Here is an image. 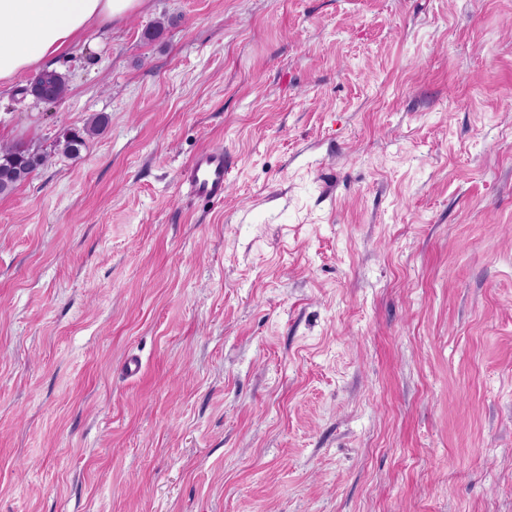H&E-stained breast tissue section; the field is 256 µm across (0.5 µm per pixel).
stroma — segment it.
<instances>
[{
	"label": "stroma",
	"mask_w": 512,
	"mask_h": 512,
	"mask_svg": "<svg viewBox=\"0 0 512 512\" xmlns=\"http://www.w3.org/2000/svg\"><path fill=\"white\" fill-rule=\"evenodd\" d=\"M51 67L0 90L50 153L0 195V512H512V0H147ZM45 86L51 90L55 97L62 100L68 93V85L64 77L53 69H44L39 73L24 89L25 94H29L30 89L35 86ZM35 100L45 105L56 104L55 97L47 90L40 89L34 92ZM106 125V117H93L81 130H66L57 140V146L62 152L71 157H79L85 149L88 137L98 134ZM180 180L190 194L208 199H223L224 150L209 147L199 152L180 172Z\"/></svg>",
	"instance_id": "obj_1"
}]
</instances>
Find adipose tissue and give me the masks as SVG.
Returning <instances> with one entry per match:
<instances>
[{"mask_svg":"<svg viewBox=\"0 0 512 512\" xmlns=\"http://www.w3.org/2000/svg\"><path fill=\"white\" fill-rule=\"evenodd\" d=\"M143 0H0V88L38 73L84 43L93 27L117 21Z\"/></svg>","mask_w":512,"mask_h":512,"instance_id":"obj_1","label":"adipose tissue"}]
</instances>
